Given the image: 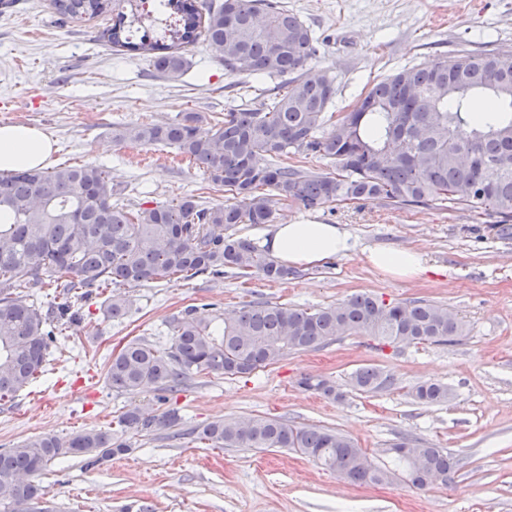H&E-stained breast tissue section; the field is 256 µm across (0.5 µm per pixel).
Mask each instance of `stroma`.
Masks as SVG:
<instances>
[{
	"label": "stroma",
	"instance_id": "35a3bbf8",
	"mask_svg": "<svg viewBox=\"0 0 512 512\" xmlns=\"http://www.w3.org/2000/svg\"><path fill=\"white\" fill-rule=\"evenodd\" d=\"M313 30L321 48L314 64L336 79L334 111H350L363 88L397 70L431 66L465 51L512 49V0H285ZM104 14L61 22L48 0L0 7V124L37 127L56 143L53 163H96L125 192V205L171 203L192 195L208 205L227 201L195 164L171 146L118 144L113 127L172 122L188 112L204 123L226 108L259 100L279 77L228 73L204 43L188 47L177 79L148 59L114 51ZM278 223L343 225L357 243L348 255L268 282L233 272L156 280L126 289L129 314L107 319L103 298L73 307L38 382L0 401V450L41 436L117 430L131 406L177 410L179 437L120 432L132 447L95 469L80 459L49 464L40 477L41 512H123L132 503L153 512H512V223L492 212L445 211L377 200L308 210L284 207ZM424 252L431 267L419 280L393 281L365 261L368 247ZM367 292L388 303L427 300L469 325L448 344L378 346L342 336L317 350L291 351L248 377L198 375L156 399L149 387L121 394L107 385L105 363L140 338L164 347L165 321L192 306L230 314L256 300L314 310ZM365 365L393 375L386 392L351 391V373ZM311 374L335 381L333 400L298 386ZM424 382L448 385L450 402L425 405L410 396ZM267 415L325 426L350 438L377 462L402 438L448 451L457 465L447 484L360 486L286 449L219 448L195 429L219 419ZM118 431V430H117Z\"/></svg>",
	"mask_w": 512,
	"mask_h": 512
}]
</instances>
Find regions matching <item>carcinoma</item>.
Instances as JSON below:
<instances>
[{
	"mask_svg": "<svg viewBox=\"0 0 512 512\" xmlns=\"http://www.w3.org/2000/svg\"><path fill=\"white\" fill-rule=\"evenodd\" d=\"M144 0H50L62 18L92 19L112 12L106 30L119 51L149 58L168 79L182 75L184 51L203 41L224 59L231 74L290 76L285 89L224 113V122L203 126L193 112L165 125H125L112 130L118 143L175 147L233 202L203 206L191 196L175 204L133 209L112 201L121 186L103 166L58 165L0 173V400L37 381L47 360L52 315L62 318L71 302L92 289L138 286L176 275H218L225 268L278 282L296 271L271 257L239 224H271L286 202L306 209L345 201L391 200L400 205L438 204L490 211L512 221V49L465 52L429 68L403 67L375 83L343 115L329 111L336 78L311 66L319 48L311 29L278 0H160L156 15L169 20L160 32L147 20ZM481 94L486 113L468 109ZM319 155L335 171L290 164L296 155ZM49 287L48 308L28 300L30 288ZM129 301L112 293L105 315L119 319ZM170 345L128 342L107 362L106 382L133 394L148 384L171 391L199 374L250 375L289 351L319 348L339 336H369L384 345L446 344L464 335L465 320L427 301L387 304L360 293L308 311L254 301L224 320L206 308H190L167 321ZM394 378L373 366L357 368L349 386L382 391ZM300 385L326 398L343 393L322 376ZM411 396L425 404L450 399L447 386L424 382ZM175 411L148 416L132 406L121 429L170 430ZM220 448L289 449L359 484L423 489L448 481L455 466L443 448L414 438L386 452L379 465L357 443L331 429L298 426L278 417L222 419L198 429ZM131 451L116 434L76 432L39 436L0 451V500L19 512L44 495L36 481L59 457H78L87 468Z\"/></svg>",
	"mask_w": 512,
	"mask_h": 512,
	"instance_id": "1",
	"label": "carcinoma"
}]
</instances>
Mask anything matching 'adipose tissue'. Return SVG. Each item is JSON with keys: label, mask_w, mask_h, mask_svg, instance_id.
Listing matches in <instances>:
<instances>
[{"label": "adipose tissue", "mask_w": 512, "mask_h": 512, "mask_svg": "<svg viewBox=\"0 0 512 512\" xmlns=\"http://www.w3.org/2000/svg\"><path fill=\"white\" fill-rule=\"evenodd\" d=\"M54 150L53 140L40 129L27 125L0 126V170L44 166ZM268 245L271 253L290 266H310L352 252L356 244L350 233L335 224L299 222L276 225ZM366 259L390 278L413 280L428 270L424 255L413 249L374 248Z\"/></svg>", "instance_id": "obj_1"}]
</instances>
